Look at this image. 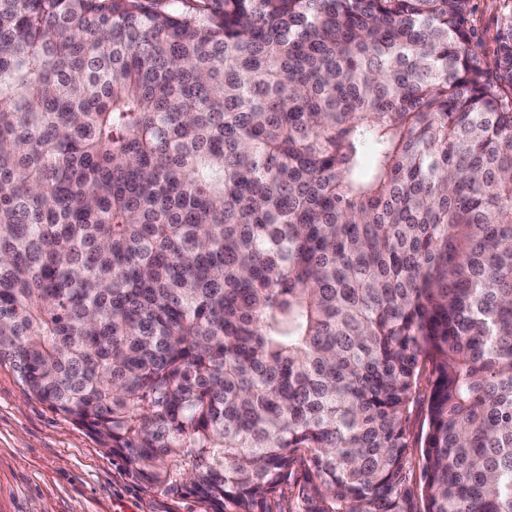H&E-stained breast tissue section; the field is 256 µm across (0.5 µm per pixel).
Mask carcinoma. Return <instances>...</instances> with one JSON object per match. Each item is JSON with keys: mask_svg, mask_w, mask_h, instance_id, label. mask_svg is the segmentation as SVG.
I'll return each instance as SVG.
<instances>
[{"mask_svg": "<svg viewBox=\"0 0 512 512\" xmlns=\"http://www.w3.org/2000/svg\"><path fill=\"white\" fill-rule=\"evenodd\" d=\"M469 3L0 0V363L213 512H512V14L490 65Z\"/></svg>", "mask_w": 512, "mask_h": 512, "instance_id": "1", "label": "carcinoma"}]
</instances>
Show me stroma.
I'll return each instance as SVG.
<instances>
[{"instance_id":"35a3bbf8","label":"stroma","mask_w":512,"mask_h":512,"mask_svg":"<svg viewBox=\"0 0 512 512\" xmlns=\"http://www.w3.org/2000/svg\"><path fill=\"white\" fill-rule=\"evenodd\" d=\"M504 0H470L479 52L494 60ZM0 512H212L193 495L160 494L133 480L86 430L28 395L0 364Z\"/></svg>"}]
</instances>
